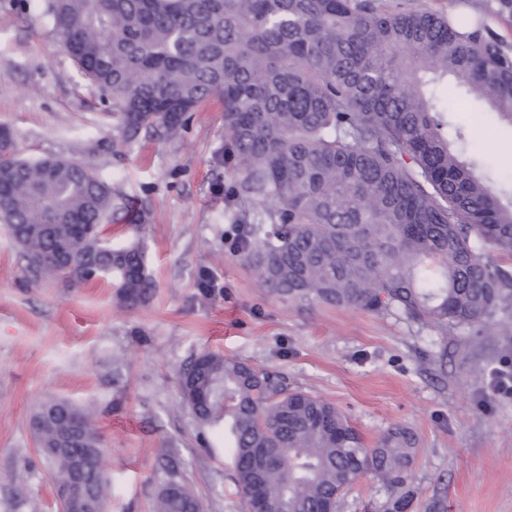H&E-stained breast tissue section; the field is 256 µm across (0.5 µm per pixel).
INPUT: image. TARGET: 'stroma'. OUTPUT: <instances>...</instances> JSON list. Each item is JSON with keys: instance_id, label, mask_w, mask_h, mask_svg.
Wrapping results in <instances>:
<instances>
[{"instance_id": "1", "label": "stroma", "mask_w": 512, "mask_h": 512, "mask_svg": "<svg viewBox=\"0 0 512 512\" xmlns=\"http://www.w3.org/2000/svg\"><path fill=\"white\" fill-rule=\"evenodd\" d=\"M444 97L467 156L511 189L512 126L455 87ZM110 110L62 50L43 0H0V128L21 157L78 161L134 201L138 231L117 211L112 241L139 237L155 282L129 308L110 280L42 277L0 226V512H60L29 426L51 398L93 416L108 512H154L172 476L204 512H248L227 439L181 402L178 373L206 350L334 403L367 446L394 427L412 431L406 512H512V397L488 388L493 369L512 366V330L479 336L271 297L233 250L241 212L220 104L202 106L180 135L132 142ZM395 497L366 474L336 512H390Z\"/></svg>"}]
</instances>
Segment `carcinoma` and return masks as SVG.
Listing matches in <instances>:
<instances>
[{
  "instance_id": "1",
  "label": "carcinoma",
  "mask_w": 512,
  "mask_h": 512,
  "mask_svg": "<svg viewBox=\"0 0 512 512\" xmlns=\"http://www.w3.org/2000/svg\"><path fill=\"white\" fill-rule=\"evenodd\" d=\"M486 2L512 21V0ZM45 14L128 142L175 136L187 113L222 102L244 204L239 249L269 295L444 331L512 328V190L465 156L440 97L452 76L512 126V55L480 20L400 0H45ZM119 199L92 169L22 159L0 134V224L28 265L74 283L110 279L134 307L154 285L137 242L112 245ZM60 247L64 261L44 260ZM179 388L201 423L224 426L242 494L259 488L268 512H320L366 473L401 490L393 512L413 499L416 438L403 428L368 448L335 405L210 351ZM32 431L57 490L80 475L107 508L89 413L48 400ZM71 431L75 450L49 453ZM257 448L280 462L251 465ZM193 509L186 484H161L155 512Z\"/></svg>"
}]
</instances>
